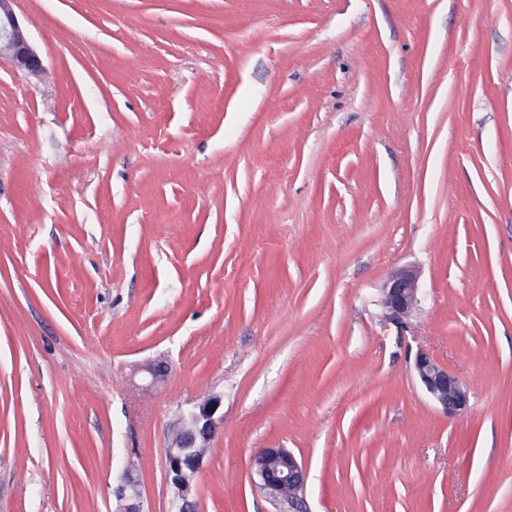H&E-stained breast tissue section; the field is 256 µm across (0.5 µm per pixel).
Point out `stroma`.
Returning a JSON list of instances; mask_svg holds the SVG:
<instances>
[{"instance_id": "obj_1", "label": "stroma", "mask_w": 512, "mask_h": 512, "mask_svg": "<svg viewBox=\"0 0 512 512\" xmlns=\"http://www.w3.org/2000/svg\"><path fill=\"white\" fill-rule=\"evenodd\" d=\"M0 60V512H512V0H16ZM422 271L406 329L378 304ZM457 371L469 412L423 391ZM16 0H0V60L31 76L45 71L42 55L31 41L30 21L21 20L14 10ZM413 368L423 390L448 416L462 415L469 411V389L447 365L427 351L420 350L416 354ZM222 405V396L213 394L202 403L196 405L189 413H192L195 427H188L185 424L184 413L180 419V438L176 446L170 448H183V458L187 461L192 455L202 452L207 455L209 448L195 447L197 437H207L215 433L216 429L224 421V415L220 413ZM205 455H199L195 460L196 470L199 472L204 464ZM255 486L278 512H303L307 472L302 461L285 448H263L251 461ZM168 464V477L173 487V494L169 501V511L190 512L192 502L190 497L193 493V484L181 478L182 458L172 450L165 452ZM115 495L125 502L127 512H141V492L138 482L135 481L129 470L124 471L120 483L116 487Z\"/></svg>"}]
</instances>
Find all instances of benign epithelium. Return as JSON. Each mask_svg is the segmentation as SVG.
Here are the masks:
<instances>
[{
    "label": "benign epithelium",
    "mask_w": 512,
    "mask_h": 512,
    "mask_svg": "<svg viewBox=\"0 0 512 512\" xmlns=\"http://www.w3.org/2000/svg\"><path fill=\"white\" fill-rule=\"evenodd\" d=\"M16 0H0V60L31 76L45 71L42 55L31 41L29 25L14 10ZM422 271L415 265L396 270L381 288L379 304L387 319L404 324L419 309ZM414 373L433 402L450 416L465 414L470 409V393L461 377L430 353L421 350L414 360ZM222 396L213 394L190 410L195 426L189 427L180 419L178 448H193L197 437L215 433L224 421L220 413ZM168 477L173 487L169 512H191L193 484L181 478L182 458L169 450L165 452ZM256 477L255 486L270 499L278 512H305L303 491L307 472L303 462L285 448H263L251 461ZM115 495L124 501L126 512H141V492L138 482L126 470L116 487Z\"/></svg>",
    "instance_id": "obj_1"
}]
</instances>
